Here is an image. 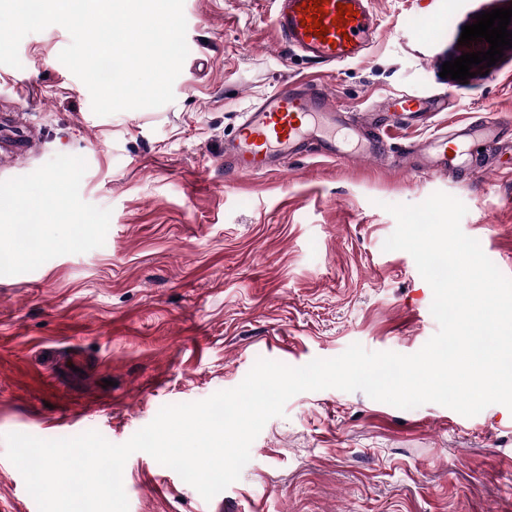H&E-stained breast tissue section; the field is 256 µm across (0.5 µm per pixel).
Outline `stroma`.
<instances>
[{
  "instance_id": "35a3bbf8",
  "label": "stroma",
  "mask_w": 512,
  "mask_h": 512,
  "mask_svg": "<svg viewBox=\"0 0 512 512\" xmlns=\"http://www.w3.org/2000/svg\"><path fill=\"white\" fill-rule=\"evenodd\" d=\"M512 0H375L367 54L327 69L286 51L268 0H184L189 53L173 102L94 114L58 56L67 30L26 35L0 64V248L39 201V254L0 266V512H38L5 434L98 431L121 444L166 405L238 386L258 359L300 367L351 344L410 355L437 332L412 256L383 245L390 204L441 191L463 232L512 278V53L462 82L441 77L477 14ZM324 77L339 105L447 97L429 126L400 125L387 154L489 119V170L426 175L382 161L224 170L244 110L285 81ZM90 230L70 243L73 225ZM239 480L204 500L144 452L123 472L129 512H512V410L466 417L365 393L303 392L271 418Z\"/></svg>"
}]
</instances>
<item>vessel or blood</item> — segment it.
I'll return each instance as SVG.
<instances>
[{
    "label": "vessel or blood",
    "instance_id": "1",
    "mask_svg": "<svg viewBox=\"0 0 512 512\" xmlns=\"http://www.w3.org/2000/svg\"><path fill=\"white\" fill-rule=\"evenodd\" d=\"M271 2L275 6L272 24L281 42L314 64L336 65L361 58L378 28L371 0H324L322 24L327 32L322 37L304 24L306 0ZM342 4L352 5L354 18H338ZM384 106L419 125L428 124L433 113L444 109L440 100L409 97L386 100ZM383 132L381 116L371 114L352 122L322 85L287 81L243 113L233 139L224 144V157L237 175H270L289 159L308 152L334 160L380 157ZM498 136L491 122L459 125L409 146L393 165L432 175L464 166L478 173L488 166L489 158L474 155V145L496 141Z\"/></svg>",
    "mask_w": 512,
    "mask_h": 512
}]
</instances>
